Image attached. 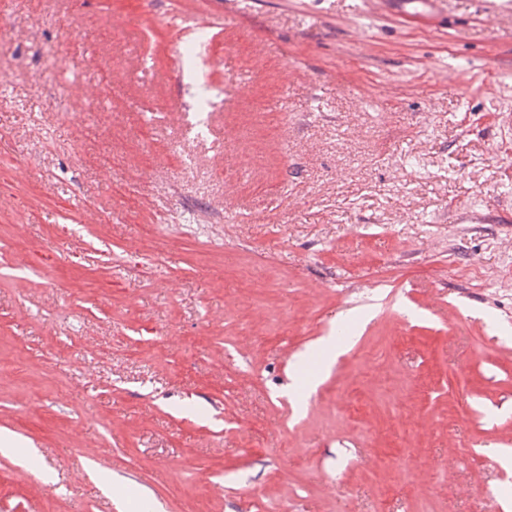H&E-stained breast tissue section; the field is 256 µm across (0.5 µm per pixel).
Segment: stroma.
Returning <instances> with one entry per match:
<instances>
[{"label": "stroma", "instance_id": "35a3bbf8", "mask_svg": "<svg viewBox=\"0 0 512 512\" xmlns=\"http://www.w3.org/2000/svg\"><path fill=\"white\" fill-rule=\"evenodd\" d=\"M6 15L0 512H512V9Z\"/></svg>", "mask_w": 512, "mask_h": 512}]
</instances>
